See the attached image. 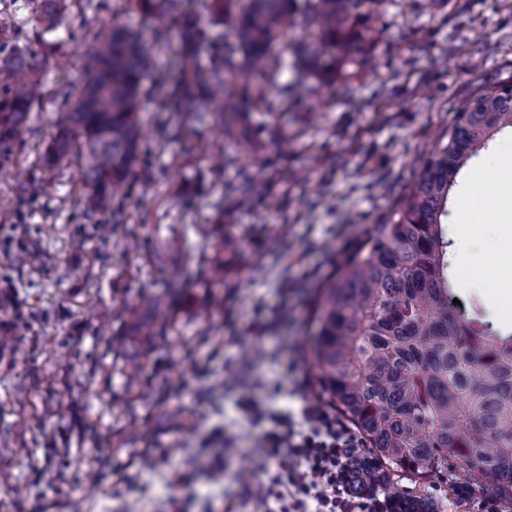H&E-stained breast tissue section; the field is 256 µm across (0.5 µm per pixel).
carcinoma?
Masks as SVG:
<instances>
[{"label": "carcinoma", "mask_w": 512, "mask_h": 512, "mask_svg": "<svg viewBox=\"0 0 512 512\" xmlns=\"http://www.w3.org/2000/svg\"><path fill=\"white\" fill-rule=\"evenodd\" d=\"M57 0H32V34L0 42V148L22 145L44 62L46 36L61 24ZM380 0H135L156 19V41L177 39L167 67L153 65L144 35L102 24L85 55L86 83L67 104L43 166L72 154L80 162L84 213L94 218L139 161L140 93L149 81L170 111L224 121V142L246 147L253 105L285 112L294 85L347 77L373 66ZM205 12L228 30L199 28ZM315 26L314 42L294 37V16ZM231 34L235 48L224 51ZM209 52L208 75L197 58ZM293 84L280 83L285 69ZM506 128L512 129V79L457 105L447 143L420 160L390 221L322 282L314 338L321 387L353 425L373 462L369 492L393 477L430 481L453 470L459 486L490 493L512 508V332L452 305L448 196L460 171ZM436 512L419 495L399 496Z\"/></svg>", "instance_id": "carcinoma-1"}]
</instances>
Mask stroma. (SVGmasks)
Here are the masks:
<instances>
[{
  "label": "stroma",
  "mask_w": 512,
  "mask_h": 512,
  "mask_svg": "<svg viewBox=\"0 0 512 512\" xmlns=\"http://www.w3.org/2000/svg\"><path fill=\"white\" fill-rule=\"evenodd\" d=\"M58 6L26 142L0 156V225L19 227L0 237V512H264L263 436L299 380L322 394L304 344L318 286L389 219L457 103L512 78V0H383L379 67L253 109L250 129L284 131L288 152L220 175L215 122H181L144 85L111 236L84 216L77 158H42L93 31L154 22L127 0ZM246 177L264 193L236 194Z\"/></svg>",
  "instance_id": "obj_1"
}]
</instances>
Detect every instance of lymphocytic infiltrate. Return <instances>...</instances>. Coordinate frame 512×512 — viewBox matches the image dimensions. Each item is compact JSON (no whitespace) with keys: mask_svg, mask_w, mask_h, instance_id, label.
<instances>
[{"mask_svg":"<svg viewBox=\"0 0 512 512\" xmlns=\"http://www.w3.org/2000/svg\"><path fill=\"white\" fill-rule=\"evenodd\" d=\"M307 381L293 391L298 416L283 415L264 437L263 454L276 467L268 497L279 512H381L355 492L352 466L367 452L333 406L305 399Z\"/></svg>","mask_w":512,"mask_h":512,"instance_id":"f902f5d3","label":"lymphocytic infiltrate"}]
</instances>
